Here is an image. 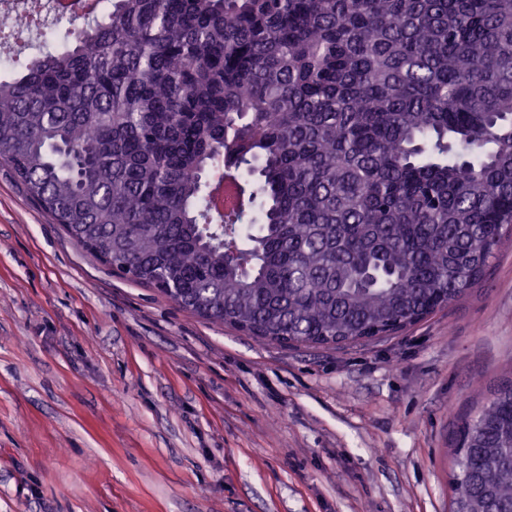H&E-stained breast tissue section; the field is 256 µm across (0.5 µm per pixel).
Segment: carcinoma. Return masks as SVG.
Wrapping results in <instances>:
<instances>
[{
    "label": "carcinoma",
    "instance_id": "cac0c4a2",
    "mask_svg": "<svg viewBox=\"0 0 512 512\" xmlns=\"http://www.w3.org/2000/svg\"><path fill=\"white\" fill-rule=\"evenodd\" d=\"M0 160L112 270L256 339L346 345L512 236V0H111L0 78ZM243 203L212 215L209 172ZM451 512H512V381Z\"/></svg>",
    "mask_w": 512,
    "mask_h": 512
}]
</instances>
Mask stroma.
I'll return each mask as SVG.
<instances>
[{
	"instance_id": "obj_1",
	"label": "stroma",
	"mask_w": 512,
	"mask_h": 512,
	"mask_svg": "<svg viewBox=\"0 0 512 512\" xmlns=\"http://www.w3.org/2000/svg\"><path fill=\"white\" fill-rule=\"evenodd\" d=\"M512 379V238L388 338L280 347L75 244L0 162V512H448Z\"/></svg>"
}]
</instances>
